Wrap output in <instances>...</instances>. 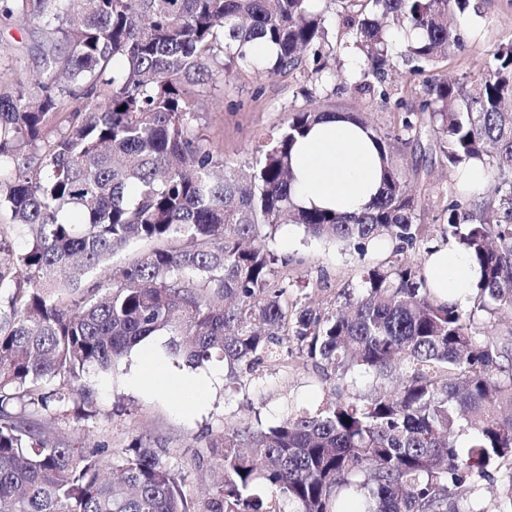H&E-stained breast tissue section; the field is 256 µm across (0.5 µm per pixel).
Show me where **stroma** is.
<instances>
[{
    "label": "stroma",
    "instance_id": "1",
    "mask_svg": "<svg viewBox=\"0 0 512 512\" xmlns=\"http://www.w3.org/2000/svg\"><path fill=\"white\" fill-rule=\"evenodd\" d=\"M476 21V38L464 52L449 54L436 65L417 71L412 64L398 62L378 94L357 93L354 83L358 65L340 49L326 52L328 67L334 70L332 98L337 110L363 113L368 123L393 134L394 158L409 179L415 202V221L424 225L429 243L440 242L441 214L456 185L454 169L441 152L434 133L414 135L403 132L400 119L419 109L426 89L435 75L476 78L484 72L487 52L512 41V0H482ZM41 28L34 23L0 25V62L24 68L28 75L38 70ZM204 110L199 128L209 142L218 145L227 161L244 165L254 160L256 147L295 109L321 108L322 94L310 72L268 77L229 67L222 84L205 87ZM265 244L278 256L287 258L286 271L297 284V299L312 297L334 300L343 288L357 287L362 272L370 267L391 265L392 251L358 252L307 237L294 224L282 226ZM139 351L124 359L117 373H92L86 381L94 390L91 417L68 416L58 420L56 433L87 447L99 445L119 453L135 437H143L169 464L185 471L182 486L188 501L202 504L221 460L208 446L209 439L225 425L256 423L268 427L287 414L292 401L319 403L322 386L312 370L301 364L267 363L242 389L232 390L226 378H213L212 367L197 369L207 380L202 401L181 399L160 383L142 385Z\"/></svg>",
    "mask_w": 512,
    "mask_h": 512
}]
</instances>
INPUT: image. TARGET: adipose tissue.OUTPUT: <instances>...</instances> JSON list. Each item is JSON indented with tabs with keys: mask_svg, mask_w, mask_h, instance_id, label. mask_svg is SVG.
<instances>
[{
	"mask_svg": "<svg viewBox=\"0 0 512 512\" xmlns=\"http://www.w3.org/2000/svg\"><path fill=\"white\" fill-rule=\"evenodd\" d=\"M293 197L306 209L342 215L362 213L382 185L383 162L369 130L344 115H330L297 139L291 151ZM439 299L467 306L478 279L477 266L458 243L433 245L424 262Z\"/></svg>",
	"mask_w": 512,
	"mask_h": 512,
	"instance_id": "adipose-tissue-1",
	"label": "adipose tissue"
}]
</instances>
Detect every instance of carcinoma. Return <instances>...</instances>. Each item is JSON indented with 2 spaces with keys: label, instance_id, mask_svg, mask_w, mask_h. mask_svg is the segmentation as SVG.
<instances>
[{
  "label": "carcinoma",
  "instance_id": "1",
  "mask_svg": "<svg viewBox=\"0 0 512 512\" xmlns=\"http://www.w3.org/2000/svg\"><path fill=\"white\" fill-rule=\"evenodd\" d=\"M0 0V23L43 32L39 75L0 68V512H490L478 480L509 467L512 333L472 331L477 312L512 309V42L470 82L433 78L422 118L456 169L489 175L482 203L456 186L441 238L479 266L472 305L439 300L424 262L364 271L333 304L300 305L288 266L257 243L282 224L357 250L404 254L424 236L390 134L359 115L384 160L376 201L340 216L293 201L296 137L330 113H288L243 174L205 142L191 87L224 81L229 63L268 76L313 62L329 87L326 12L349 3L355 89L373 93L393 67L434 65L472 38L480 0ZM390 20L421 38L396 51ZM275 48L253 58L248 45ZM126 109H121V106ZM139 244L127 263L112 257ZM165 334L191 368L224 364L241 387L265 362L296 356L326 399L267 428L227 425L210 439L223 476L201 507L184 475L135 439L106 448L52 437L48 421L87 404L90 372L108 373ZM370 392H353L357 376ZM468 437L466 445L457 438Z\"/></svg>",
  "mask_w": 512,
  "mask_h": 512
}]
</instances>
